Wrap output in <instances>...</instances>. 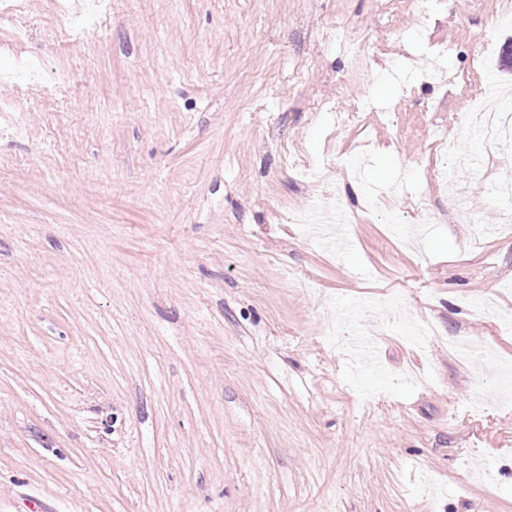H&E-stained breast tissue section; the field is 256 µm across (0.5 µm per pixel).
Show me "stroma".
<instances>
[{
	"mask_svg": "<svg viewBox=\"0 0 512 512\" xmlns=\"http://www.w3.org/2000/svg\"><path fill=\"white\" fill-rule=\"evenodd\" d=\"M110 3L0 14V512H512V0Z\"/></svg>",
	"mask_w": 512,
	"mask_h": 512,
	"instance_id": "stroma-1",
	"label": "stroma"
}]
</instances>
